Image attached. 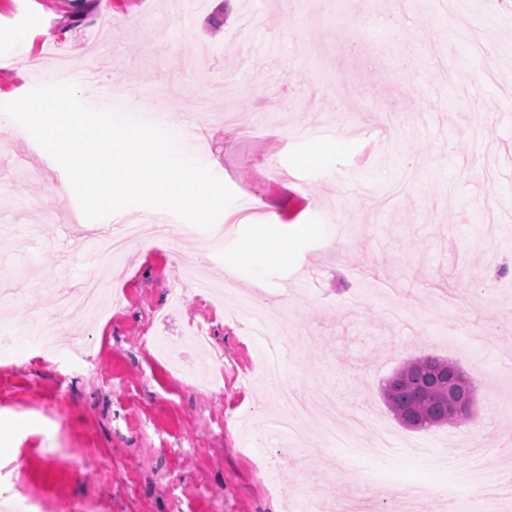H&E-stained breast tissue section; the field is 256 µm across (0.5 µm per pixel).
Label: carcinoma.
Returning a JSON list of instances; mask_svg holds the SVG:
<instances>
[{"label":"carcinoma","mask_w":512,"mask_h":512,"mask_svg":"<svg viewBox=\"0 0 512 512\" xmlns=\"http://www.w3.org/2000/svg\"><path fill=\"white\" fill-rule=\"evenodd\" d=\"M466 397L476 388L458 365L422 355L406 362L382 388L393 415L412 429L448 423V390Z\"/></svg>","instance_id":"carcinoma-1"}]
</instances>
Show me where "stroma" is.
I'll return each mask as SVG.
<instances>
[{"label": "stroma", "instance_id": "35a3bbf8", "mask_svg": "<svg viewBox=\"0 0 512 512\" xmlns=\"http://www.w3.org/2000/svg\"><path fill=\"white\" fill-rule=\"evenodd\" d=\"M78 9L0 0V103L82 84L92 57L141 112L207 119L195 157L288 239L290 259L270 262L260 286L305 327L285 375L357 414L365 447L383 423L398 452L385 471L370 457L354 466L345 443L312 428L289 439L267 429L278 400L247 331L254 275L227 264L260 243L233 222L235 207L219 217L218 254L202 251L193 226L146 253L90 260L63 169L35 140L11 139L0 196L17 201L0 223L23 234H0V277L13 288L0 319L20 328L0 346V506L22 485L24 512H301L308 501L386 512L389 495L370 478L433 491L475 443L512 453V0H470L464 39L434 0H193L180 15L165 0H105L108 28L101 11ZM229 79L237 89L225 90ZM175 252L196 255L198 273L235 277L234 295L189 290ZM106 265L120 295L111 313L75 310V348L45 350L30 311L51 314L63 291L79 301ZM197 322L224 357L223 395L182 380L196 371L185 337ZM423 354L471 375L469 422L413 431L389 410L382 384ZM284 443L287 462L269 470Z\"/></svg>", "mask_w": 512, "mask_h": 512}]
</instances>
